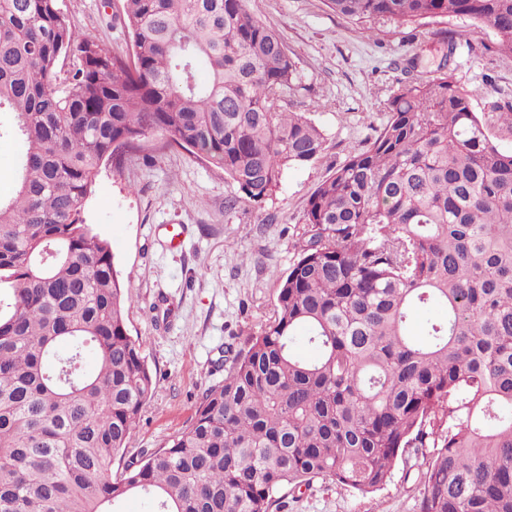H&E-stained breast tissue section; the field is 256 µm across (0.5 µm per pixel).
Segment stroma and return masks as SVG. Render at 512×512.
Listing matches in <instances>:
<instances>
[{
    "label": "stroma",
    "instance_id": "obj_1",
    "mask_svg": "<svg viewBox=\"0 0 512 512\" xmlns=\"http://www.w3.org/2000/svg\"><path fill=\"white\" fill-rule=\"evenodd\" d=\"M81 33L128 52L122 0H59ZM250 14L275 27L296 64L299 86L287 110L318 122L327 140L313 162L290 168L263 203L248 199L209 166L164 137L149 138L121 167L105 163L85 204L94 233L112 249L124 292L129 333L145 338L143 354L155 394L134 426L129 454L163 447L189 423L205 388L224 378L228 358L245 349L273 314L278 278L297 256L302 216L317 184L387 121L385 104L407 61L455 38V77L476 91V111L512 101V54L488 53L490 32L473 33L461 17L420 25L355 23L326 0H248ZM184 227L170 248L165 225ZM425 470L408 455L386 485L363 493L327 477L302 492H283L278 512H417Z\"/></svg>",
    "mask_w": 512,
    "mask_h": 512
}]
</instances>
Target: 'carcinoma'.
<instances>
[{
	"mask_svg": "<svg viewBox=\"0 0 512 512\" xmlns=\"http://www.w3.org/2000/svg\"><path fill=\"white\" fill-rule=\"evenodd\" d=\"M327 2L357 23L462 16L512 53V0ZM246 3L124 0L123 54L59 0H0V138L24 144L0 197V512H272L317 477L378 490L409 448L432 449L419 512H512V151L491 134L512 102L475 111L451 39L314 189L272 317L188 426L113 470L155 380L86 223L101 164L161 135L258 203L324 150L283 109L295 62Z\"/></svg>",
	"mask_w": 512,
	"mask_h": 512,
	"instance_id": "carcinoma-1",
	"label": "carcinoma"
}]
</instances>
